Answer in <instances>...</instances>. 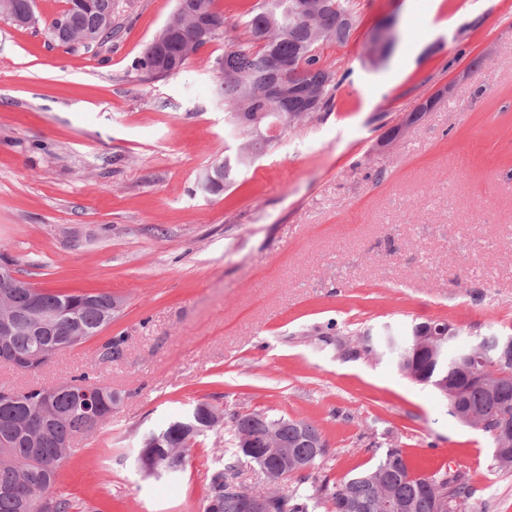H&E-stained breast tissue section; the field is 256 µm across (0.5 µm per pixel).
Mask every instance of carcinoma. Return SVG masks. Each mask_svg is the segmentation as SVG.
I'll return each mask as SVG.
<instances>
[{
	"mask_svg": "<svg viewBox=\"0 0 512 512\" xmlns=\"http://www.w3.org/2000/svg\"><path fill=\"white\" fill-rule=\"evenodd\" d=\"M216 0H178L177 7L185 18L183 30L171 45L174 56L180 54L179 44L190 32V24L201 14L209 15L215 30L199 48L224 34V15L216 10ZM302 0H257L244 18L250 45L227 49L216 59L215 67L222 74L220 95L231 106L229 122L236 128L257 133L262 127L276 125L279 134L296 127L303 119L327 109L338 85L337 70L323 59L325 43L346 42L352 26V0H321L314 4L310 16L299 12ZM9 11L0 15L23 18L34 0H8ZM114 0H66L62 14L68 18L69 30H56V21L44 22L51 39L61 45L91 47L112 40L117 30L112 26ZM290 61L293 68L273 74L267 68L268 54ZM137 67L154 76H162L153 45H148ZM288 80L300 85L301 95L284 109L274 97L269 84ZM277 136L254 137L240 154L217 158L207 170L202 187L218 193L233 183L241 166L249 157L262 152ZM0 319L9 315L16 326L6 336L0 335V354L19 363L17 369L35 372L42 363L28 356L42 345L56 347L59 354L96 336L112 323V294L105 292L62 293L42 288H0ZM60 313L58 336H40L24 317L33 299ZM442 326L451 333L447 342L431 337L432 328ZM460 330L445 319L415 323L407 337L389 335L386 347L398 369L411 380L436 387L448 381V389H438L447 400L449 412L456 418L469 409L484 417L481 428L499 453L493 454L500 469H512V448L500 444L494 436L499 428H512V358L504 360L496 354L491 358L472 347L456 348ZM74 391L57 394L50 416L41 426L34 420L45 411L43 387L31 386L16 390L0 386V512H68L69 502L52 495L58 471L74 452L73 438L88 422L84 404L76 391L93 388L98 393V425L112 420V405L119 393L97 381L87 370L68 381ZM224 418L204 402L196 404L187 415L152 429L141 440L137 454L139 469L147 463L162 468V474L181 472L193 446L210 431H218ZM235 439L242 436L261 438L267 428L276 431L288 443V464H279L285 478L296 479L297 486L288 492H273L277 512H310L321 504L326 512H462L461 507L475 494L469 478L459 471L439 470L419 475L399 448H389L379 463L356 472L339 483L317 482L303 473L296 463L304 462L313 470L326 454L321 449L311 453V441L322 440L314 422L274 418L262 412L235 415L231 418ZM232 461L213 470L208 484L204 512H245L248 493L227 494L224 481L239 476L238 464L246 460L259 470L275 463L267 461L235 444Z\"/></svg>",
	"mask_w": 512,
	"mask_h": 512,
	"instance_id": "cac0c4a2",
	"label": "carcinoma"
}]
</instances>
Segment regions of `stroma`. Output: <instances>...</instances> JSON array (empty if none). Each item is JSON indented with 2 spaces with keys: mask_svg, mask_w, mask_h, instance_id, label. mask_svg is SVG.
I'll list each match as a JSON object with an SVG mask.
<instances>
[{
  "mask_svg": "<svg viewBox=\"0 0 512 512\" xmlns=\"http://www.w3.org/2000/svg\"><path fill=\"white\" fill-rule=\"evenodd\" d=\"M255 2L219 0L223 36L167 78L134 64L176 0H115L118 37L88 49L0 16V256L36 287L123 303L38 372L0 366L18 390L91 366L121 395L111 424L77 435L55 495L69 512H204L229 431L175 480L135 458L144 433L205 402L313 421L327 444L316 478L399 448L418 472L466 474V512H512L490 438L404 376L383 338L440 317L467 343L512 327V0H353L351 36L323 48L340 79L330 109L206 194L202 174L244 139L214 61L245 45ZM391 14L397 41L375 68L369 38Z\"/></svg>",
  "mask_w": 512,
  "mask_h": 512,
  "instance_id": "1",
  "label": "stroma"
}]
</instances>
